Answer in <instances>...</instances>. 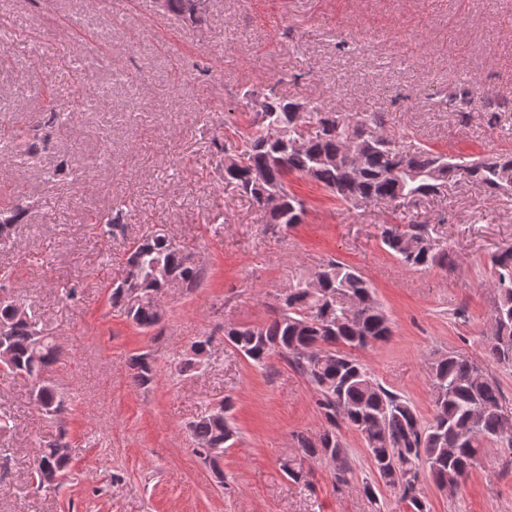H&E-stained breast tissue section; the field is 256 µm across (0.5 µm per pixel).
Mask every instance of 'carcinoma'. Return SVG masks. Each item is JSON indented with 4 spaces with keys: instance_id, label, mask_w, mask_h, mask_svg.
I'll use <instances>...</instances> for the list:
<instances>
[{
    "instance_id": "cac0c4a2",
    "label": "carcinoma",
    "mask_w": 512,
    "mask_h": 512,
    "mask_svg": "<svg viewBox=\"0 0 512 512\" xmlns=\"http://www.w3.org/2000/svg\"><path fill=\"white\" fill-rule=\"evenodd\" d=\"M259 100V110L241 144L224 149V183L232 185L259 209L264 198L280 196L281 205L266 212L267 223L291 227L302 222L304 202L288 189V177L297 174L324 187L350 205L380 207L408 205L416 197L439 194L448 180V169L463 171L467 179L497 200L511 201L512 156L476 157L462 165L429 147L407 150L404 136L388 129L382 112L341 115L325 111L313 101L307 111H291L296 102L270 93ZM51 116L38 136L14 143L23 154H36L46 144L50 130L59 127ZM26 210L23 200L0 210V237ZM128 204L119 203L112 217L102 220L108 233L123 227ZM380 241L387 252L410 271L427 270L443 263L444 256L431 244L428 224L383 225ZM490 358L512 367V249L492 258ZM205 276L204 267L184 253L164 232L156 231L133 243L127 257L125 278L112 288V307L138 328L149 330L163 319L156 303L158 294L177 282L191 291ZM133 290L146 299L130 303ZM271 319L260 326L224 329L225 339L247 360L265 365L276 354L296 368L317 392L316 406L328 428L311 439L300 435L293 456L281 464L295 483L310 471L304 462L331 465L334 479L348 483L346 449L340 428L358 432L369 452L377 477L386 487L397 489L411 512H428L427 502L417 492L425 472L438 488L456 486L466 478L485 448L504 443L512 447V428L500 406L498 382L456 352L430 363L434 414L423 423L416 407L406 397L386 389L371 371L350 353L336 350L368 347L392 334L390 319L378 302L368 279L357 269L335 260L319 265L314 277L293 276L276 294ZM29 320L16 322L0 334V343L12 353L6 368L34 381L35 399L63 407L61 392L50 377L63 353L47 340L36 344ZM209 340L194 342L196 356L181 353L176 365L184 375L197 371L206 361ZM131 378L139 387L154 380L153 361L147 353L132 357ZM221 411L207 413L189 424L195 452L216 462L215 455L238 439L229 412L230 400ZM58 439L44 444L35 467L38 485L59 484L70 473L72 456L58 451V442L68 430L56 419Z\"/></svg>"
}]
</instances>
